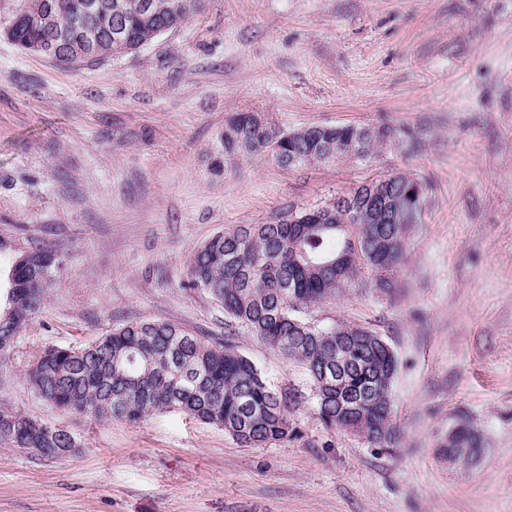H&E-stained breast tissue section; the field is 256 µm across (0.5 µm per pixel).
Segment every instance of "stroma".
Returning a JSON list of instances; mask_svg holds the SVG:
<instances>
[{
	"label": "stroma",
	"instance_id": "1",
	"mask_svg": "<svg viewBox=\"0 0 512 512\" xmlns=\"http://www.w3.org/2000/svg\"><path fill=\"white\" fill-rule=\"evenodd\" d=\"M251 110L290 130L385 122L422 146L291 169L258 153L213 175L225 117ZM395 172L420 179L425 211L394 288L310 314L396 353L389 447L327 431L310 404L297 437L244 448L176 412L65 413L30 386L40 347L128 320L223 341V309L182 286L201 243ZM0 239L64 255L0 364V406L80 443L56 459L0 447V512H512V0H206L138 51L75 69L0 36ZM237 344L272 388L307 389L298 364ZM461 421L484 445L467 467L437 453Z\"/></svg>",
	"mask_w": 512,
	"mask_h": 512
}]
</instances>
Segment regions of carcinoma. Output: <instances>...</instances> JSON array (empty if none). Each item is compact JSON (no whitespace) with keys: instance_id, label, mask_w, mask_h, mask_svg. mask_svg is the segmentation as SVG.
<instances>
[{"instance_id":"obj_1","label":"carcinoma","mask_w":512,"mask_h":512,"mask_svg":"<svg viewBox=\"0 0 512 512\" xmlns=\"http://www.w3.org/2000/svg\"><path fill=\"white\" fill-rule=\"evenodd\" d=\"M204 0H20L0 35L21 51L44 56L54 36L64 68L92 66L135 52L198 12ZM211 170L268 151L283 168L337 158L363 161L387 145L419 141L390 124L279 127L267 112H234L224 120ZM423 184L404 173L381 175L345 197L290 209L268 224H240L199 245L185 269V287L224 310V343L210 344L168 321L130 320L80 346H45L34 354L28 380L48 404L98 420L137 423L156 413L182 412L232 435L243 447L288 440L298 430L290 414L313 400L329 431H343L383 448L393 435L392 384L397 358L385 339L343 322L320 326L302 317L358 284L380 291L403 256L408 225L424 209ZM64 256L44 243L9 254L0 291V357L41 310ZM239 336L261 340L301 365L310 392L275 390ZM75 439L22 412L0 407V446L60 456ZM480 437L464 422L442 454L470 465Z\"/></svg>"}]
</instances>
